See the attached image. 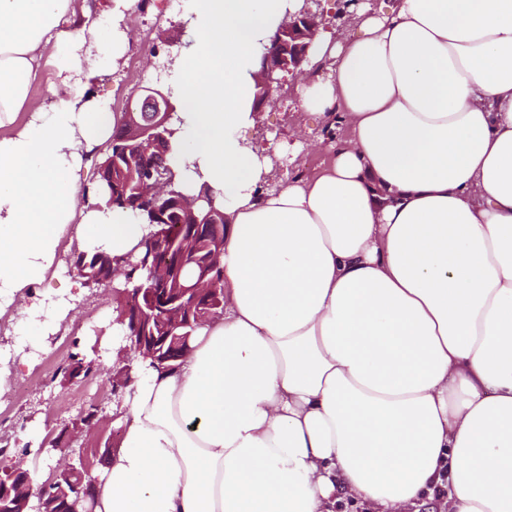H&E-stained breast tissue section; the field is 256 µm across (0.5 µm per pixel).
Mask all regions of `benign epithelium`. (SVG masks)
I'll list each match as a JSON object with an SVG mask.
<instances>
[{
	"label": "benign epithelium",
	"mask_w": 512,
	"mask_h": 512,
	"mask_svg": "<svg viewBox=\"0 0 512 512\" xmlns=\"http://www.w3.org/2000/svg\"><path fill=\"white\" fill-rule=\"evenodd\" d=\"M302 7L288 13L286 21L271 39L261 61V70L256 79L257 95L264 102L272 101L281 85V75L303 72L307 60L310 40L319 28H332L330 11L323 5L325 0H302ZM154 82L139 88L137 104L124 112L120 122L121 133L112 139V154L98 166L101 179L108 180L112 172V160L123 157L128 160L135 186L123 199V205L137 212L148 214L150 226L157 227L168 222V216L176 213L187 221L179 225L180 236L169 243L175 252L174 259L165 262L151 260L158 246L166 244L163 237L151 231L144 240L146 253L134 262L127 256L117 270L128 274L134 281L138 272L147 270L146 280L151 286L140 285L127 288L125 292L135 295L133 309L128 319L126 338L139 343L140 349L153 362L173 363L182 360L187 353L186 337L164 326V317L173 316L180 327H189L214 313L224 304V269L220 261L209 259L199 264L205 285L197 288L182 286L185 267L196 262L182 249L185 239L209 238L221 244L218 223H228L224 211L215 205L212 191L204 186L196 196H188L178 189L176 172L169 164L170 140L176 133L174 128L176 106L171 87L167 84L170 56L161 57L159 51H150ZM132 383L131 368L116 363L112 367V395L105 401L94 403L96 413L86 412L65 420L61 434L69 445L62 449L63 471L53 468L49 478L33 485L31 475L24 482L14 485L0 475V512H55L59 503L61 480L79 469H87L84 448H74L84 432L95 429L97 417L106 418L105 402L121 405L127 387ZM90 498V485L75 483L64 497L62 512H89L85 505Z\"/></svg>",
	"instance_id": "benign-epithelium-1"
}]
</instances>
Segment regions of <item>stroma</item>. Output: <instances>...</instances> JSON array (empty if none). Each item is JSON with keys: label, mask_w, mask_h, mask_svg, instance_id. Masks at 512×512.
I'll return each mask as SVG.
<instances>
[{"label": "stroma", "mask_w": 512, "mask_h": 512, "mask_svg": "<svg viewBox=\"0 0 512 512\" xmlns=\"http://www.w3.org/2000/svg\"><path fill=\"white\" fill-rule=\"evenodd\" d=\"M166 0H148L145 11L130 9L127 18L131 22L133 39L123 59V64L102 84H93L89 94L107 95L111 98L110 109L125 112L130 103V91L137 85H148L154 71L149 65L150 51L159 42L160 34L176 24L177 16H164L158 10ZM296 81L285 78L273 104L263 107L257 114L252 131L256 144L270 142L294 143L297 128L309 127L320 131L322 124L306 112L295 111L294 88ZM115 306L111 290H99L91 300H79L68 317L65 335L44 343L36 350L20 373L15 375L8 392L0 395V423L8 424L5 437L8 447L20 448L21 437L29 431H38L40 442L47 446L41 456L25 455L24 463L39 479H47L50 465L58 460L59 451L51 447L62 420L76 415L86 402L103 397L110 390L106 374H98L86 381L65 385L56 378L59 363L74 350H81L90 360H100L112 351L111 316Z\"/></svg>", "instance_id": "1"}]
</instances>
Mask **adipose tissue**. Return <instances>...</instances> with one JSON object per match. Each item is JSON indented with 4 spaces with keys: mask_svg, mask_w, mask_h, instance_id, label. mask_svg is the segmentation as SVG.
<instances>
[{
    "mask_svg": "<svg viewBox=\"0 0 512 512\" xmlns=\"http://www.w3.org/2000/svg\"><path fill=\"white\" fill-rule=\"evenodd\" d=\"M88 0H0V315L9 359L74 310L50 284L63 243L115 256L146 232L94 210L85 156L117 121L86 88L133 37ZM293 0H193L168 160L209 185L224 227V313L180 366L132 365L94 512H512V0H383L318 31L296 86L328 135L313 176L274 174L246 138L261 58ZM56 60L50 101L30 94Z\"/></svg>",
    "mask_w": 512,
    "mask_h": 512,
    "instance_id": "1",
    "label": "adipose tissue"
}]
</instances>
